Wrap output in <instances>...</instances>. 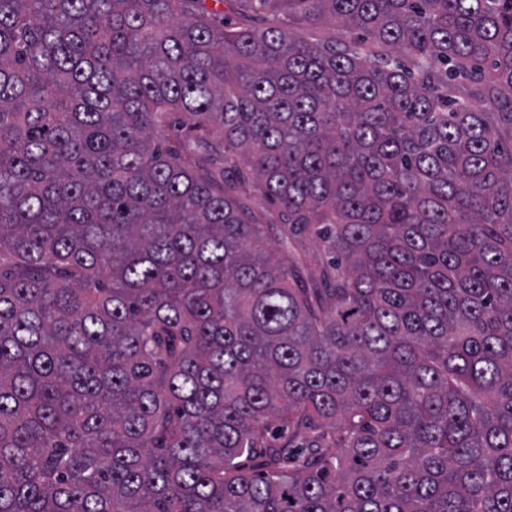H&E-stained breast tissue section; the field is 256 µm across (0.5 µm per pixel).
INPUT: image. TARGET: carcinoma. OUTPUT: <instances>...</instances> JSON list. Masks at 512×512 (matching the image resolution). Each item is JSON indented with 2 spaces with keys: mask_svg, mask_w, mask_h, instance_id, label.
Wrapping results in <instances>:
<instances>
[{
  "mask_svg": "<svg viewBox=\"0 0 512 512\" xmlns=\"http://www.w3.org/2000/svg\"><path fill=\"white\" fill-rule=\"evenodd\" d=\"M238 2L0 0V512H512V0ZM223 1V2H222ZM207 6L216 10L233 24L241 26L267 27L277 24V18L268 13L252 12L242 9L238 4L229 0H208ZM246 205L261 217L264 224L269 225V238L274 251L280 252L284 245L282 238L288 235V226L284 225L279 207L260 192H253L245 201ZM293 247L288 244V252L291 251L295 256H299L303 265L300 270L303 279L312 285L318 280L322 267L320 263L316 261L321 257H324L323 248L320 240L314 235V233H306L298 237L299 243H295L291 240Z\"/></svg>",
  "mask_w": 512,
  "mask_h": 512,
  "instance_id": "cac0c4a2",
  "label": "carcinoma"
}]
</instances>
